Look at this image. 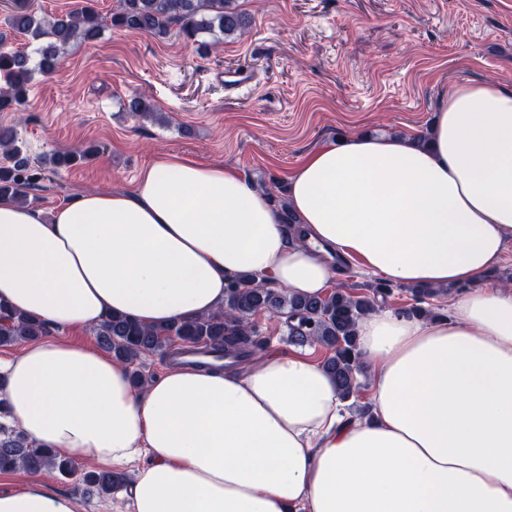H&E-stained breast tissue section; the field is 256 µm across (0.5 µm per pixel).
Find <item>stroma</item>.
<instances>
[{"label": "stroma", "instance_id": "35a3bbf8", "mask_svg": "<svg viewBox=\"0 0 512 512\" xmlns=\"http://www.w3.org/2000/svg\"><path fill=\"white\" fill-rule=\"evenodd\" d=\"M253 18L240 39L203 51L177 35L105 29L71 46L27 102L0 112L32 160L99 147L46 168L28 203L50 212L88 190H126L141 169L176 154L283 186L315 149L355 133H425L449 90L492 80L512 88V0H234ZM256 70L246 90L226 70ZM144 95L165 123L138 120L124 102ZM78 477L53 479L77 512H128L121 492L83 497Z\"/></svg>", "mask_w": 512, "mask_h": 512}]
</instances>
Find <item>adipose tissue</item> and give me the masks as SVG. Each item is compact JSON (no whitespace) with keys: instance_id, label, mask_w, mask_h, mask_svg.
Returning <instances> with one entry per match:
<instances>
[{"instance_id":"adipose-tissue-1","label":"adipose tissue","mask_w":512,"mask_h":512,"mask_svg":"<svg viewBox=\"0 0 512 512\" xmlns=\"http://www.w3.org/2000/svg\"><path fill=\"white\" fill-rule=\"evenodd\" d=\"M287 241L233 169L166 155L132 189L42 215L0 199V299L61 331L123 313L147 326L222 309L242 272L319 295L335 258L386 282L453 287L447 316L378 310L358 326L371 411L325 370L275 354L223 372L172 366L137 390L122 362L45 337L0 368L20 430L90 464L141 461L131 512H512V88H453L426 144L352 135L288 178ZM0 512H76L43 474Z\"/></svg>"}]
</instances>
